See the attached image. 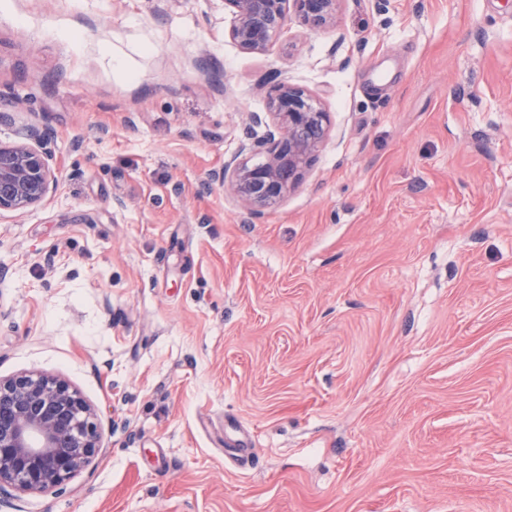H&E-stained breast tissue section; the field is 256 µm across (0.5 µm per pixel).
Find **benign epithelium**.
I'll list each match as a JSON object with an SVG mask.
<instances>
[{
    "instance_id": "benign-epithelium-1",
    "label": "benign epithelium",
    "mask_w": 512,
    "mask_h": 512,
    "mask_svg": "<svg viewBox=\"0 0 512 512\" xmlns=\"http://www.w3.org/2000/svg\"><path fill=\"white\" fill-rule=\"evenodd\" d=\"M298 19L318 30L336 22L339 0H224L234 16L238 45L263 53L288 25L287 2ZM276 132L242 145L249 156L224 163L212 179L230 180L251 211L276 204L303 178L327 131L328 112L305 90L286 81L268 93ZM59 184L46 131L32 126L19 141L0 140V212L44 203ZM100 415L58 378L0 377V506L16 494H57L102 449Z\"/></svg>"
}]
</instances>
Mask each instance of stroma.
<instances>
[{"label": "stroma", "mask_w": 512, "mask_h": 512, "mask_svg": "<svg viewBox=\"0 0 512 512\" xmlns=\"http://www.w3.org/2000/svg\"><path fill=\"white\" fill-rule=\"evenodd\" d=\"M233 23L0 0V140L60 176L0 213V376L65 380L104 448L0 512H512V0ZM283 79L329 127L255 216L208 177ZM288 0H224L234 16L232 38L251 53L266 52L288 25Z\"/></svg>", "instance_id": "1"}]
</instances>
